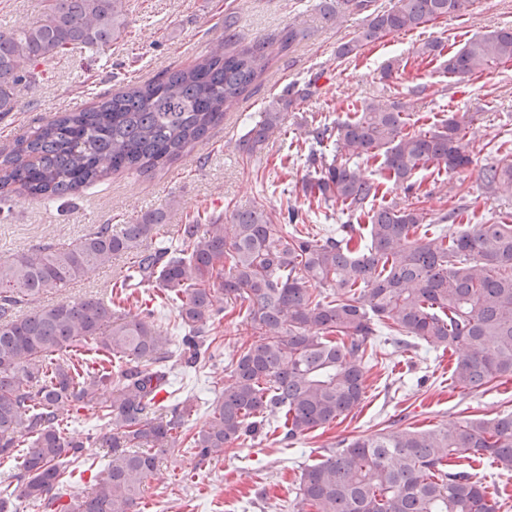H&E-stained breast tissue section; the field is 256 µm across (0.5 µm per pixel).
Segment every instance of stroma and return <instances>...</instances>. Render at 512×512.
Listing matches in <instances>:
<instances>
[{"mask_svg": "<svg viewBox=\"0 0 512 512\" xmlns=\"http://www.w3.org/2000/svg\"><path fill=\"white\" fill-rule=\"evenodd\" d=\"M322 0H128L129 26L111 47L78 50L42 64L44 77L21 89L14 112L0 117V145L12 142L29 127L62 112L94 104L114 93L195 63L224 32V12L237 16L242 43L280 34L294 24L305 39L274 59L248 99L238 101L223 122L212 128L183 160L149 174L118 172L74 197L53 202L13 194L0 206V258L46 243L66 245L99 224H129L146 211L167 205L164 226L198 215L231 216L254 201L277 209L289 204L307 208L299 185L306 167L297 153L305 121L325 116L341 121L363 103L383 106L411 102L420 128L427 129L450 115L468 117L467 138L477 148L479 164L492 162L488 142L512 140V62L465 80L448 76L438 62L413 51L423 41L438 39L462 46L468 39L501 28H512V0H474L462 15H451L423 29L395 34L365 45L356 60L332 67L337 47L358 34L359 15L331 24L322 17ZM396 59L406 60L404 72L382 77ZM319 75L318 92L286 112L275 132L252 155L237 144L258 113L286 85ZM422 202L435 210L464 207L463 224L493 223L512 218V193L486 196L476 171L446 173L419 170ZM310 233L321 235L346 222L339 208L308 210ZM215 330L223 336L216 370H223L240 347L254 338L238 315H226ZM451 352L424 346L399 351L386 348L382 364L367 368L366 397L347 417L287 445L275 433L258 434L224 457L199 462L192 450L164 454L158 471L146 480L142 502L147 512H291L302 469L336 449L342 439L366 436L411 425L450 427L466 418H491L512 411V377L486 390L449 389ZM472 471L497 499L498 512H512V473L497 470L488 459Z\"/></svg>", "mask_w": 512, "mask_h": 512, "instance_id": "1", "label": "stroma"}]
</instances>
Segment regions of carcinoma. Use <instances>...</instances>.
Instances as JSON below:
<instances>
[{
    "instance_id": "obj_1",
    "label": "carcinoma",
    "mask_w": 512,
    "mask_h": 512,
    "mask_svg": "<svg viewBox=\"0 0 512 512\" xmlns=\"http://www.w3.org/2000/svg\"><path fill=\"white\" fill-rule=\"evenodd\" d=\"M125 0H42L29 27L0 29V115L14 110L17 90L32 83L38 61L76 49L112 45L129 24ZM472 0H398L385 12L374 0H324L323 18L365 15L357 37L341 44L334 62L400 31L469 10ZM235 13H224L222 44L185 69L105 97L87 109L33 126L0 149V201L17 186L45 200L76 196L120 171L163 169L195 147L251 91L273 58L304 38L290 25L277 37L249 45L235 34ZM415 54L442 61L464 79L512 61V28L469 39L445 51L438 40ZM326 70L292 85L259 113L238 142L251 154L280 128L284 113L318 90ZM412 103L383 109L365 104L330 124L313 120L301 192L308 205L333 204L348 215L336 235L298 228L293 207L264 203L237 210L230 223L181 224L174 243L152 246L167 221L163 207L132 224H100L67 246L44 244L0 259V460L20 459L0 474V512H141L143 485L160 455L192 448L199 461L219 458L253 439L264 423L283 428L281 441L323 428L365 398L364 359L380 344L451 348L458 357L452 384L464 391L512 377V224H469L436 238L420 227L455 223L460 210L434 216L421 201L382 204L379 184L349 165L381 159L384 178L405 195L418 194L415 171L433 164L464 172L474 164L464 124L451 115L427 131L411 132ZM485 194L512 190V155L480 167ZM367 222L369 243L355 241ZM123 257L113 284L122 291L152 288L177 303L188 334L178 344L156 325L154 311L118 313L112 293L37 304ZM245 308L254 343L241 348L219 378L221 393L208 423L194 434L190 399L166 403L172 371L196 366L219 336L205 327L221 313L217 292ZM89 406L101 432L77 440L64 409ZM104 448L103 461L84 450ZM492 459L512 472V412L466 419L450 428L405 427L341 441V448L306 466L294 512H497L498 501L459 467L467 456ZM78 466L93 472L91 491L71 496Z\"/></svg>"
}]
</instances>
